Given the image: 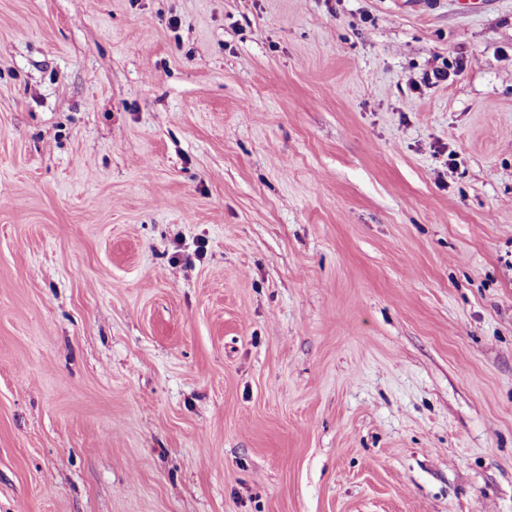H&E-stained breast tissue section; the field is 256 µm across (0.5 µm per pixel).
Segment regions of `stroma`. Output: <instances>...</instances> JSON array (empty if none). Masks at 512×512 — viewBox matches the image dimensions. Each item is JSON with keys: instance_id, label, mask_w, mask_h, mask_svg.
<instances>
[{"instance_id": "obj_1", "label": "stroma", "mask_w": 512, "mask_h": 512, "mask_svg": "<svg viewBox=\"0 0 512 512\" xmlns=\"http://www.w3.org/2000/svg\"><path fill=\"white\" fill-rule=\"evenodd\" d=\"M0 512H512V0H0Z\"/></svg>"}]
</instances>
